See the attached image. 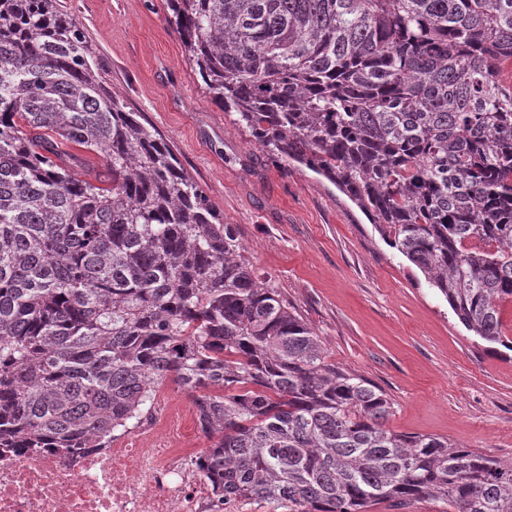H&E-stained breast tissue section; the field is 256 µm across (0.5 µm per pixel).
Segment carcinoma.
<instances>
[{"label": "carcinoma", "instance_id": "cac0c4a2", "mask_svg": "<svg viewBox=\"0 0 512 512\" xmlns=\"http://www.w3.org/2000/svg\"><path fill=\"white\" fill-rule=\"evenodd\" d=\"M207 92L512 351V0H164ZM57 0H0V448H104L172 375L223 497L512 512V463L385 426Z\"/></svg>", "mask_w": 512, "mask_h": 512}]
</instances>
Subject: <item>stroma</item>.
Masks as SVG:
<instances>
[{"label":"stroma","instance_id":"35a3bbf8","mask_svg":"<svg viewBox=\"0 0 512 512\" xmlns=\"http://www.w3.org/2000/svg\"><path fill=\"white\" fill-rule=\"evenodd\" d=\"M83 28L106 79L156 128L235 225L328 359L391 399L389 429L448 438L512 463V351H490L424 276L380 238L334 184L273 162L190 68L164 0H59ZM156 409L189 448L212 441L177 420L186 392L165 381Z\"/></svg>","mask_w":512,"mask_h":512}]
</instances>
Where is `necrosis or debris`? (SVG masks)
Listing matches in <instances>:
<instances>
[{
    "instance_id": "obj_1",
    "label": "necrosis or debris",
    "mask_w": 512,
    "mask_h": 512,
    "mask_svg": "<svg viewBox=\"0 0 512 512\" xmlns=\"http://www.w3.org/2000/svg\"><path fill=\"white\" fill-rule=\"evenodd\" d=\"M137 447L74 453L65 448H0V512H244L216 495L198 448H180L155 413L138 427Z\"/></svg>"
}]
</instances>
